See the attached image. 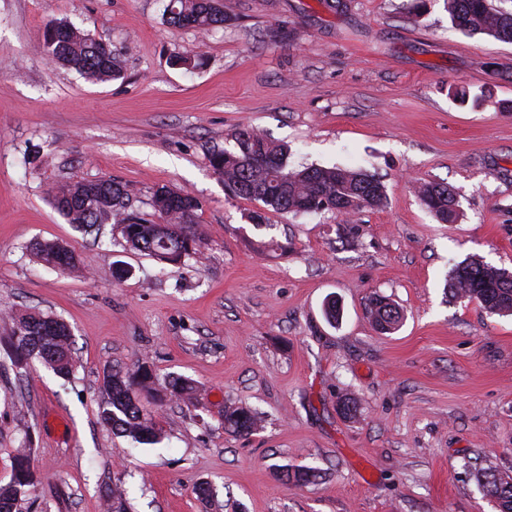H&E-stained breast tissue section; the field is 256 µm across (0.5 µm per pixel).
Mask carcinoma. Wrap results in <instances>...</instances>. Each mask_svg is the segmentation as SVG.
<instances>
[{"label": "carcinoma", "instance_id": "cac0c4a2", "mask_svg": "<svg viewBox=\"0 0 512 512\" xmlns=\"http://www.w3.org/2000/svg\"><path fill=\"white\" fill-rule=\"evenodd\" d=\"M453 26L470 34H483L512 42V12L498 10L491 0H445ZM166 21L170 25L193 28L201 33L224 25L226 17L217 0H169ZM64 45L54 61L76 71L91 82H107L120 76L122 67L117 54L109 60L98 57V50L88 34L71 27L64 35ZM238 151L215 150L209 163L224 186L234 195L253 201L259 210L249 216L251 223H265L264 211L292 213L336 211L354 214L364 208H380L387 200L381 179L362 169L340 166H288V146L265 134L244 129L236 133ZM100 186L89 180L65 182L54 186L50 202L67 201L72 206L58 213L86 234L99 231L103 224L120 228L125 246L131 250L177 265L190 256L202 240L198 222L201 203L192 205L193 213L184 220V201L191 194L167 185L154 193L151 204L157 220H147L132 209L133 189L126 183L112 182V199L99 198ZM417 193L429 212L443 224H454L460 210L453 189L445 182L425 181ZM33 253L45 264L60 267L66 273L79 270L75 252L58 240L32 244ZM448 290L456 298L477 301L486 312L506 317L512 313V272L472 257L451 272ZM326 321L334 325L342 318L339 302L328 297L323 303ZM368 315L375 327L385 333L397 331L402 323L399 309L390 301L373 297ZM9 337L11 347L27 358H35L57 376L73 374L72 336L61 319L45 313H15ZM105 401L99 407L103 424L138 444H155L161 438L156 417L147 412L142 397L160 402L189 400L196 384L182 376L159 378L141 364L135 369L115 370L103 381ZM224 425L236 433L249 434L257 429L256 413L242 406L224 411ZM482 485L499 512H512V477L492 471L481 472ZM34 488L28 448L16 449L11 479L0 485V512H23Z\"/></svg>", "mask_w": 512, "mask_h": 512}]
</instances>
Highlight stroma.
<instances>
[{
    "instance_id": "obj_1",
    "label": "stroma",
    "mask_w": 512,
    "mask_h": 512,
    "mask_svg": "<svg viewBox=\"0 0 512 512\" xmlns=\"http://www.w3.org/2000/svg\"><path fill=\"white\" fill-rule=\"evenodd\" d=\"M167 3L0 0V483L24 445L37 477L25 512H105L117 485L128 512H498L477 473L512 476V317L446 283L473 256L512 271V43L462 33L444 0L416 15L410 0H221L228 20L205 34L167 24ZM63 20L110 43L120 77L50 62L42 31ZM246 128L287 145L290 165L376 174L386 206L252 224L256 203L209 163ZM96 179L133 186L146 218L158 186L196 196V253L166 265L114 226L96 239L67 224L50 187ZM424 180L454 188L462 219L424 208ZM37 239L66 243L84 276L44 265ZM374 294L402 311L397 332L374 331ZM25 310L70 325V379L9 349ZM141 363L198 386L149 404L154 445L99 418L104 375ZM238 405L256 431L225 429ZM308 468L320 478L287 482Z\"/></svg>"
}]
</instances>
